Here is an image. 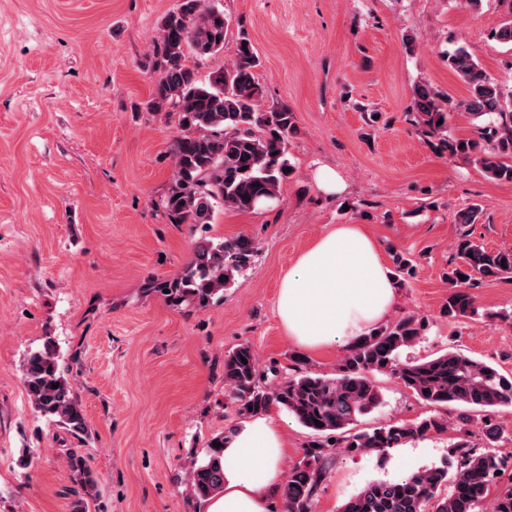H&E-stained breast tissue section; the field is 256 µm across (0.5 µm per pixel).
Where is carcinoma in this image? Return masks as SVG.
<instances>
[{"label":"carcinoma","mask_w":512,"mask_h":512,"mask_svg":"<svg viewBox=\"0 0 512 512\" xmlns=\"http://www.w3.org/2000/svg\"><path fill=\"white\" fill-rule=\"evenodd\" d=\"M507 16L492 38L512 47V0ZM228 20L205 0H178L161 22V38L154 46L158 74L148 102L150 111L176 116L181 135L174 141V171L161 200L171 224H209L220 209L250 211L277 201L281 186L293 174L289 144L296 133L287 106L261 108L264 88L256 74L259 57L246 34L236 43L231 61L196 75L190 56L207 57L224 50ZM247 46H242V43ZM448 68L466 85L468 95L456 101L430 84L416 86L411 117L423 135L447 145L448 155L479 163L488 176L512 183V85L491 77L462 45L447 53ZM458 112L474 128L471 137H457L448 120ZM253 241L199 240L182 273L155 285L169 290L176 303L204 308L224 296V289L246 266ZM459 262L446 273L448 319L478 315L474 295L467 292L486 278L512 279V249L489 251L465 233L458 239ZM395 275L405 283L413 275L412 259L397 252ZM465 279H459V276ZM422 319L406 315L372 329L355 343L327 376L309 371L301 361L272 387L264 385V370L253 348L243 343L224 356V386L241 416H254L275 404L286 409L311 433L303 457L292 465L279 489L281 512H315L316 494L331 455L337 448L354 453L397 448L431 432L448 431L450 421L429 415L415 422H396L371 429H354L358 418L374 409L379 393L371 375L398 379L430 406L458 405L468 413L456 427L463 437L453 444L454 472L432 467L398 480H377L344 504L342 512H482L491 489L493 512H512V474L502 482L509 458L470 440V413L482 412V433L489 442L504 435V426L491 416L512 409V375L457 350L415 361H401L400 353L422 336ZM247 363H242V360ZM69 367L52 345L30 353L24 385L32 406L50 421L77 436L86 431L81 404L67 379ZM58 387H53V384ZM321 425H315V421ZM233 431L212 436L202 458L188 466L194 497L201 501L224 488V446ZM219 447H213V443ZM70 470L83 490L72 512H89L88 501L99 493L97 474L87 458L68 453Z\"/></svg>","instance_id":"obj_1"}]
</instances>
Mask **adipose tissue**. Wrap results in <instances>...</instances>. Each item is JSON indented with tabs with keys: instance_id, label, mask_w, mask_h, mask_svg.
I'll list each match as a JSON object with an SVG mask.
<instances>
[{
	"instance_id": "1",
	"label": "adipose tissue",
	"mask_w": 512,
	"mask_h": 512,
	"mask_svg": "<svg viewBox=\"0 0 512 512\" xmlns=\"http://www.w3.org/2000/svg\"><path fill=\"white\" fill-rule=\"evenodd\" d=\"M397 284L377 242L358 224H340L319 238L286 273L277 313L288 338L306 349H351L394 308ZM281 435L256 417L224 450V490L202 512H269L282 483Z\"/></svg>"
}]
</instances>
